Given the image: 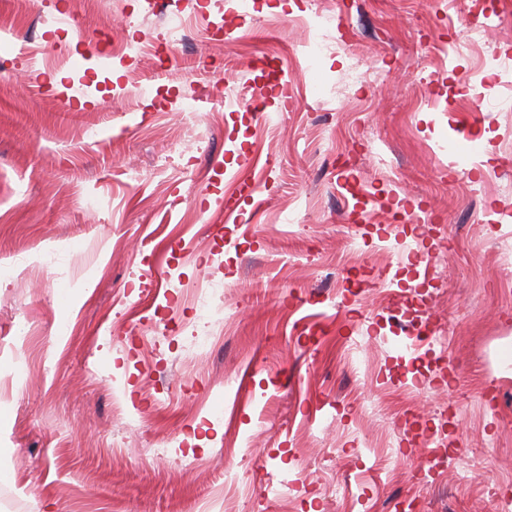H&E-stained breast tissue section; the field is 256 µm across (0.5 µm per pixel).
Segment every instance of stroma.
Segmentation results:
<instances>
[{
	"instance_id": "35a3bbf8",
	"label": "stroma",
	"mask_w": 512,
	"mask_h": 512,
	"mask_svg": "<svg viewBox=\"0 0 512 512\" xmlns=\"http://www.w3.org/2000/svg\"><path fill=\"white\" fill-rule=\"evenodd\" d=\"M470 6L321 0L310 69L309 0H0L16 512H512V0L477 59Z\"/></svg>"
}]
</instances>
